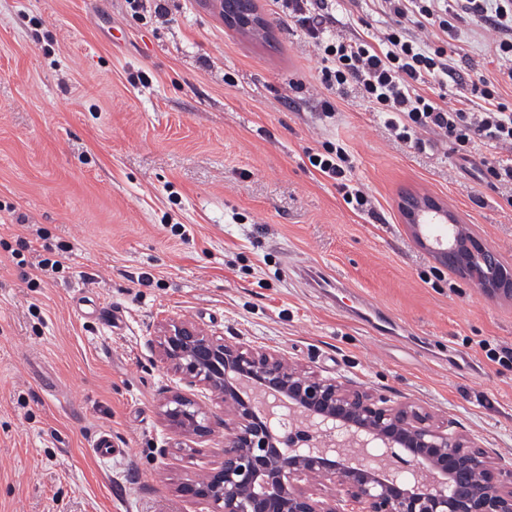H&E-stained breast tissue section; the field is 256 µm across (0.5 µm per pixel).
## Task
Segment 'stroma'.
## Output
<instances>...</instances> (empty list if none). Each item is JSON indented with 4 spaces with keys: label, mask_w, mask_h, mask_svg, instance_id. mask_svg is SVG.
<instances>
[{
    "label": "stroma",
    "mask_w": 512,
    "mask_h": 512,
    "mask_svg": "<svg viewBox=\"0 0 512 512\" xmlns=\"http://www.w3.org/2000/svg\"><path fill=\"white\" fill-rule=\"evenodd\" d=\"M254 4L267 35L227 27L217 0H168L162 18L0 0V512H211L179 488L221 465L224 404L160 361L171 319L415 402L512 468V362L494 359L512 351V298L448 268L435 280L399 203L439 198L511 269L512 207L451 148L395 142L360 100L332 96L326 118L313 52ZM336 18L349 35L390 23L376 0ZM455 26L447 100L482 76L512 107L495 30ZM336 139L377 217L310 165ZM46 239L68 246L63 272L39 269ZM175 392L213 431L167 425Z\"/></svg>",
    "instance_id": "1"
}]
</instances>
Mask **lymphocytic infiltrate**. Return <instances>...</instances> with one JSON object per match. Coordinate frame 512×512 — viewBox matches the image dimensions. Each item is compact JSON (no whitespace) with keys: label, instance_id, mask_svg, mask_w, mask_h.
Returning a JSON list of instances; mask_svg holds the SVG:
<instances>
[{"label":"lymphocytic infiltrate","instance_id":"f902f5d3","mask_svg":"<svg viewBox=\"0 0 512 512\" xmlns=\"http://www.w3.org/2000/svg\"><path fill=\"white\" fill-rule=\"evenodd\" d=\"M393 21L376 40L347 36L336 29L331 0H271L279 15L299 32L320 58L318 84L327 95L321 100L325 113H334L330 94L353 92L369 104L379 122L394 139L409 148H426L425 134L450 144L458 159L479 158L487 183L504 189L512 206V111L501 100L497 84L481 79L472 83V94L484 104L473 112L438 102L426 90L444 84L453 71L442 46L454 34L458 14L478 18L498 32L492 52L512 57V0H380ZM415 35H407V28ZM491 146L477 156L479 144ZM312 167L331 178L343 201L354 212H375L371 197L353 185L354 162L340 144L325 142L309 153Z\"/></svg>","mask_w":512,"mask_h":512}]
</instances>
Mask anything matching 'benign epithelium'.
<instances>
[{"instance_id": "7a95c632", "label": "benign epithelium", "mask_w": 512, "mask_h": 512, "mask_svg": "<svg viewBox=\"0 0 512 512\" xmlns=\"http://www.w3.org/2000/svg\"><path fill=\"white\" fill-rule=\"evenodd\" d=\"M224 20L245 32L264 29L249 0H224ZM440 209L424 198L405 211ZM439 257L470 277L481 266L490 297L509 294L511 278L485 244L454 224ZM162 359L189 382L224 399V461L180 487L212 512H512V471L497 467L475 439L448 431L410 402L350 381L322 378L274 349L218 340L192 324L169 321L158 340ZM164 418L188 435L208 431L180 395ZM329 481L337 495L317 499L299 482Z\"/></svg>"}]
</instances>
